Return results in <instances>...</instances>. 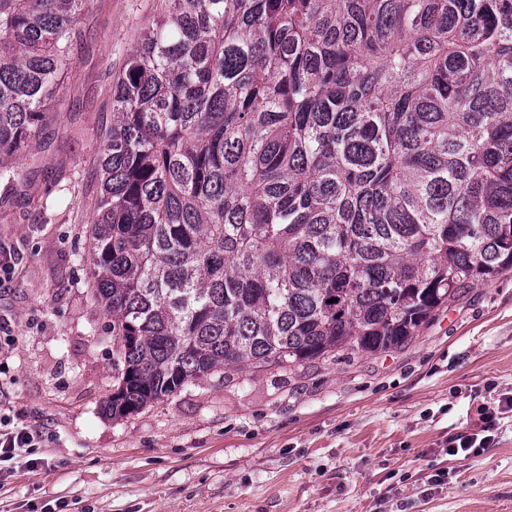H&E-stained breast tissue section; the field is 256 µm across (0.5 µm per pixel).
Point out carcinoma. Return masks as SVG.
I'll return each mask as SVG.
<instances>
[{
    "instance_id": "carcinoma-1",
    "label": "carcinoma",
    "mask_w": 512,
    "mask_h": 512,
    "mask_svg": "<svg viewBox=\"0 0 512 512\" xmlns=\"http://www.w3.org/2000/svg\"><path fill=\"white\" fill-rule=\"evenodd\" d=\"M92 0H0V183ZM88 286L124 416L408 342L512 268V0H158L112 87Z\"/></svg>"
}]
</instances>
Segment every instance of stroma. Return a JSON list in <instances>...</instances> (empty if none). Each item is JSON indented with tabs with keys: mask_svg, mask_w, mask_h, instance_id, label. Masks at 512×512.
<instances>
[{
	"mask_svg": "<svg viewBox=\"0 0 512 512\" xmlns=\"http://www.w3.org/2000/svg\"><path fill=\"white\" fill-rule=\"evenodd\" d=\"M157 0H93L63 90L0 185V419L34 445L0 463V512H512V269L462 289L405 346L207 376L124 417L112 320L80 257L112 85Z\"/></svg>",
	"mask_w": 512,
	"mask_h": 512,
	"instance_id": "35a3bbf8",
	"label": "stroma"
}]
</instances>
